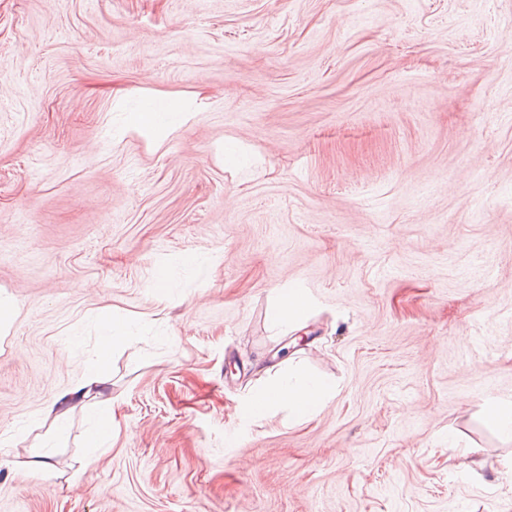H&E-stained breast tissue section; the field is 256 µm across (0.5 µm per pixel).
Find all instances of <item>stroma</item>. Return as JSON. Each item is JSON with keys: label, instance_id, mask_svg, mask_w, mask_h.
I'll return each mask as SVG.
<instances>
[{"label": "stroma", "instance_id": "1", "mask_svg": "<svg viewBox=\"0 0 512 512\" xmlns=\"http://www.w3.org/2000/svg\"><path fill=\"white\" fill-rule=\"evenodd\" d=\"M0 302V512H512V0H0ZM288 359L335 397L243 415ZM155 100L163 103L162 111H156L152 105L148 106ZM192 117L193 112L182 109L177 100L170 97H154L145 103L141 111L133 112L127 128L145 135H167ZM311 299L301 288L282 289L274 312L278 322L302 325L311 309ZM126 334L127 326L125 324L113 322L105 326L103 343L87 362L82 379L72 390L73 394H76L90 384H98L104 381V365L110 356L112 345ZM485 414L502 436L512 439V403L490 399L486 403Z\"/></svg>", "mask_w": 512, "mask_h": 512}]
</instances>
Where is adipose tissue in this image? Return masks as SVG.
I'll return each instance as SVG.
<instances>
[{"label": "adipose tissue", "instance_id": "ef3b65f1", "mask_svg": "<svg viewBox=\"0 0 512 512\" xmlns=\"http://www.w3.org/2000/svg\"><path fill=\"white\" fill-rule=\"evenodd\" d=\"M162 103L163 110L147 105L133 113L130 129L145 135H167L191 120V112L182 109L177 100L166 97ZM335 392V385L326 379L289 372L277 382L253 393L245 402L243 411L259 416L284 407L295 421L302 422L313 417L327 400L334 397Z\"/></svg>", "mask_w": 512, "mask_h": 512}]
</instances>
